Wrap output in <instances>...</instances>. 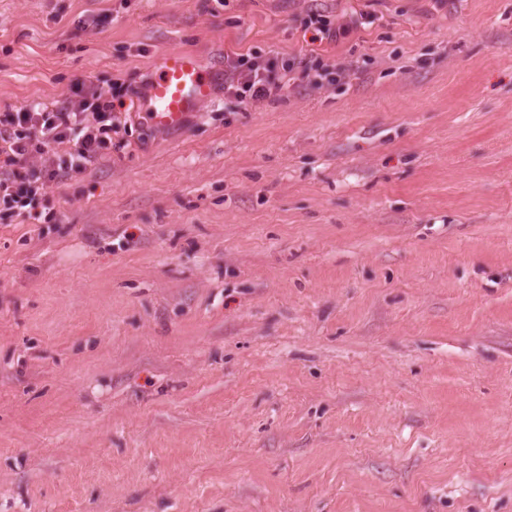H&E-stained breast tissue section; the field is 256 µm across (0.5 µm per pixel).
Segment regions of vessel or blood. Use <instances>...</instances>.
<instances>
[{"label": "vessel or blood", "mask_w": 512, "mask_h": 512, "mask_svg": "<svg viewBox=\"0 0 512 512\" xmlns=\"http://www.w3.org/2000/svg\"><path fill=\"white\" fill-rule=\"evenodd\" d=\"M155 76L143 97L149 124L156 129L183 125L214 99V73L193 55L169 51L155 57Z\"/></svg>", "instance_id": "obj_1"}]
</instances>
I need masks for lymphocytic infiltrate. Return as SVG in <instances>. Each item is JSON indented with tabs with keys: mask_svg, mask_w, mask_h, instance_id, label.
Here are the masks:
<instances>
[{
	"mask_svg": "<svg viewBox=\"0 0 512 512\" xmlns=\"http://www.w3.org/2000/svg\"><path fill=\"white\" fill-rule=\"evenodd\" d=\"M311 42H340L373 15L353 12L307 14ZM352 68L325 63L317 53L228 54L224 57V96L258 104L284 93L324 84L347 83ZM121 117L111 98L94 84L79 82L63 100L0 113V213L33 218L38 196L56 183L85 172L112 147Z\"/></svg>",
	"mask_w": 512,
	"mask_h": 512,
	"instance_id": "1",
	"label": "lymphocytic infiltrate"
}]
</instances>
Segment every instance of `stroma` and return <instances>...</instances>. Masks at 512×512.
Wrapping results in <instances>:
<instances>
[{
  "instance_id": "1",
  "label": "stroma",
  "mask_w": 512,
  "mask_h": 512,
  "mask_svg": "<svg viewBox=\"0 0 512 512\" xmlns=\"http://www.w3.org/2000/svg\"><path fill=\"white\" fill-rule=\"evenodd\" d=\"M313 48L355 79L140 107ZM79 80L135 107L0 219V512H512V0H0V112ZM308 25L306 30H311L309 41L316 42H340L350 37L359 26L370 25L374 23L375 17L365 12L343 14L332 17L325 11L310 10L307 13ZM153 69L155 76L142 99L153 128H178L213 101L214 73L195 56L165 52L155 57Z\"/></svg>"
}]
</instances>
